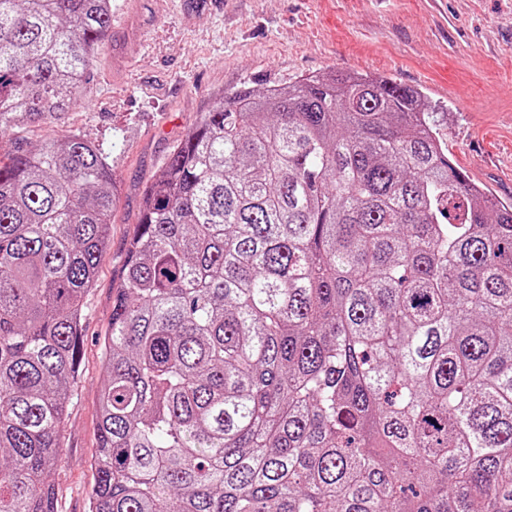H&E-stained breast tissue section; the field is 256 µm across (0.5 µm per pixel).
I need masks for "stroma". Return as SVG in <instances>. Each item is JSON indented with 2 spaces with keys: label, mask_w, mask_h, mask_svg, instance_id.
I'll list each match as a JSON object with an SVG mask.
<instances>
[{
  "label": "stroma",
  "mask_w": 512,
  "mask_h": 512,
  "mask_svg": "<svg viewBox=\"0 0 512 512\" xmlns=\"http://www.w3.org/2000/svg\"><path fill=\"white\" fill-rule=\"evenodd\" d=\"M140 41L130 58L99 44L78 105L19 127L0 147L34 148L79 133L102 145L119 203L86 297L81 358L67 402L60 462L50 475L58 512H88L98 450L102 336L112 279L168 151L224 93L265 90L327 72L383 76L440 109L448 154L512 203V0H112Z\"/></svg>",
  "instance_id": "35a3bbf8"
}]
</instances>
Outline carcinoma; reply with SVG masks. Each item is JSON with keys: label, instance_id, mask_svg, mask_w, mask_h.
Returning <instances> with one entry per match:
<instances>
[{"label": "carcinoma", "instance_id": "obj_1", "mask_svg": "<svg viewBox=\"0 0 512 512\" xmlns=\"http://www.w3.org/2000/svg\"><path fill=\"white\" fill-rule=\"evenodd\" d=\"M111 17L0 0V141L77 102ZM116 200L79 133L0 160V512H56ZM102 373L89 512H512V205L416 89L237 90L143 192Z\"/></svg>", "mask_w": 512, "mask_h": 512}]
</instances>
